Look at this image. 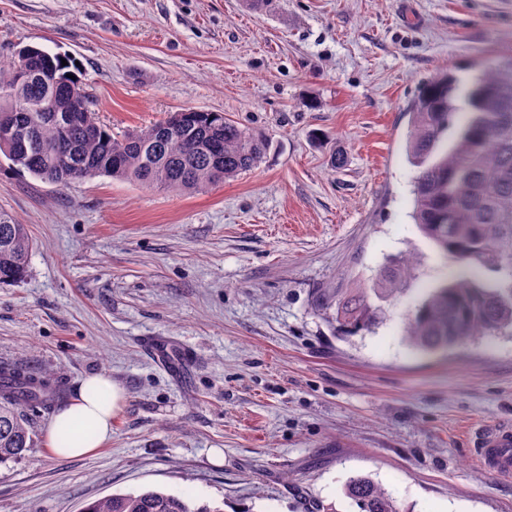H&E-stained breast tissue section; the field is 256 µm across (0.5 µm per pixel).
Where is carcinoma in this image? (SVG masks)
Returning <instances> with one entry per match:
<instances>
[{
    "mask_svg": "<svg viewBox=\"0 0 512 512\" xmlns=\"http://www.w3.org/2000/svg\"><path fill=\"white\" fill-rule=\"evenodd\" d=\"M53 63L58 83L32 77L18 85L20 57L0 62V89L15 85L37 104L58 105L70 87H87L76 59L57 53ZM409 115L412 218L444 258L461 266L402 315L403 335L412 347L425 351H445L472 336L512 335V59L478 75L439 70L421 88ZM26 122L35 161L14 168L63 187L105 176L197 193L256 168L270 148L261 131L222 112H170L122 137L112 135L93 109L67 128L45 112L28 113ZM88 124L98 128L97 135H85ZM31 251L26 225L0 212V284L25 276ZM414 269L410 256L392 257L369 286L336 296L322 293L316 306L347 335L371 332L386 320L389 309L403 302ZM488 272L498 275L496 284L486 281ZM60 400L55 390L34 378L0 368V461L17 459L33 447L25 408H50ZM344 492L360 512H400L392 494L368 476L350 479ZM84 512L222 509L192 508L184 498L155 489L113 494L90 503Z\"/></svg>",
    "mask_w": 512,
    "mask_h": 512,
    "instance_id": "1",
    "label": "carcinoma"
}]
</instances>
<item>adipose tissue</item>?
I'll list each match as a JSON object with an SVG mask.
<instances>
[{
    "label": "adipose tissue",
    "instance_id": "ef3b65f1",
    "mask_svg": "<svg viewBox=\"0 0 512 512\" xmlns=\"http://www.w3.org/2000/svg\"><path fill=\"white\" fill-rule=\"evenodd\" d=\"M120 396L111 378L104 374L85 377L69 405L53 417L47 438L57 456L78 459L92 453L112 436V412ZM67 440H60V428Z\"/></svg>",
    "mask_w": 512,
    "mask_h": 512
}]
</instances>
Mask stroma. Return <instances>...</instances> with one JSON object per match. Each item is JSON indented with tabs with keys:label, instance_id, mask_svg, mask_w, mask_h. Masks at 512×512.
Here are the masks:
<instances>
[{
	"label": "stroma",
	"instance_id": "35a3bbf8",
	"mask_svg": "<svg viewBox=\"0 0 512 512\" xmlns=\"http://www.w3.org/2000/svg\"><path fill=\"white\" fill-rule=\"evenodd\" d=\"M27 45L75 57L114 134L192 108L272 146L192 195L63 187L0 157V210L34 240L26 277L0 284V366L67 401L92 374L123 391L111 441L80 459L52 452V411L28 409L34 446L0 463V512L150 488L224 512H358L356 475L401 512H512V474L473 447L512 426V336L420 354L399 319L445 265L409 217L407 109L444 67L512 57V0H0V59ZM399 252L418 262L401 309L336 335L316 294Z\"/></svg>",
	"mask_w": 512,
	"mask_h": 512
}]
</instances>
